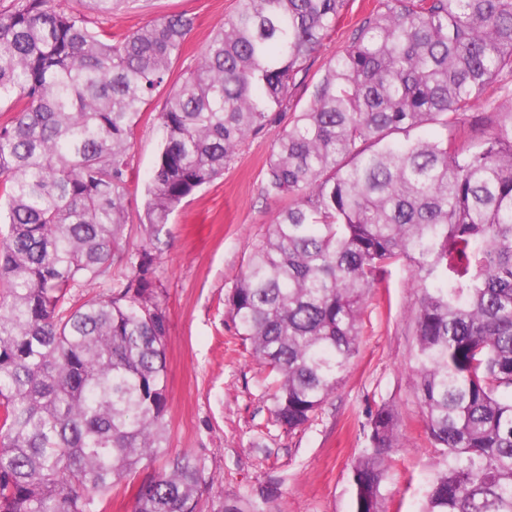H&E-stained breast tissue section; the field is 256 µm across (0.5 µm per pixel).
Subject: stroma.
I'll return each mask as SVG.
<instances>
[{"label":"stroma","mask_w":512,"mask_h":512,"mask_svg":"<svg viewBox=\"0 0 512 512\" xmlns=\"http://www.w3.org/2000/svg\"><path fill=\"white\" fill-rule=\"evenodd\" d=\"M63 8L88 27L127 34L160 17H194L173 75L193 63L213 28L237 0H132L109 19L85 13L80 0ZM379 0H349L335 30L310 59L311 76L348 45L353 29ZM166 89L154 92L129 152L130 222L122 244L143 240L139 216L145 183L163 141L157 114ZM281 132L266 127L240 147L222 178L197 191L160 233L156 286L168 322L166 338L167 457L143 463L112 489L110 512H132L142 481L168 457L189 453L206 464L200 512H355L354 462L368 445L371 413L387 404L399 420V446L382 492L385 512H421L435 470L415 388L412 319L419 294L404 266L388 267L369 292L357 350L335 393L303 427L285 432L271 415L275 377L238 336L225 305L255 244L288 201L260 193L264 166Z\"/></svg>","instance_id":"stroma-1"}]
</instances>
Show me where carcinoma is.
Masks as SVG:
<instances>
[{
  "label": "carcinoma",
  "mask_w": 512,
  "mask_h": 512,
  "mask_svg": "<svg viewBox=\"0 0 512 512\" xmlns=\"http://www.w3.org/2000/svg\"><path fill=\"white\" fill-rule=\"evenodd\" d=\"M109 16L126 0H82ZM347 0H238L158 120L142 244L128 155L194 18L118 40L59 0L0 10V512H107L112 486L165 452L168 325L156 299L162 226L288 119L265 165L286 196L230 289L238 336L278 376L275 422L307 424L356 351L365 297L402 263L419 295L413 357L438 455L422 512H512V0H382L324 74L306 63ZM308 101L291 111L292 91ZM125 265L106 296L74 289ZM398 417L379 407L352 467L355 512H384ZM189 453L142 482L134 512H198Z\"/></svg>",
  "instance_id": "1"
}]
</instances>
